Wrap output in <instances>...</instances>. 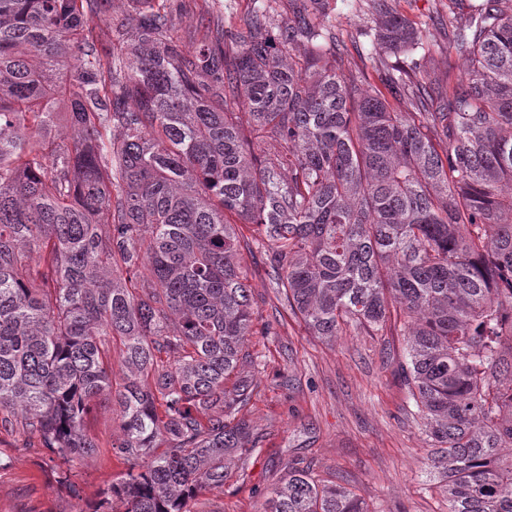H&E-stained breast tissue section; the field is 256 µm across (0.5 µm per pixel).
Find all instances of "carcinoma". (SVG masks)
I'll return each instance as SVG.
<instances>
[{
    "label": "carcinoma",
    "instance_id": "1",
    "mask_svg": "<svg viewBox=\"0 0 512 512\" xmlns=\"http://www.w3.org/2000/svg\"><path fill=\"white\" fill-rule=\"evenodd\" d=\"M127 2L0 0V428L74 463L112 395L126 471L103 510L190 512L261 449L237 417L249 337L270 334L242 264L256 247L312 335L403 337L448 512H512V0L457 28L465 79L436 109L413 68L386 66L410 112L362 88L305 7L260 5L185 50L175 0ZM368 7L375 55L417 44L389 0ZM286 469L263 512H369Z\"/></svg>",
    "mask_w": 512,
    "mask_h": 512
}]
</instances>
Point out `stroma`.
Wrapping results in <instances>:
<instances>
[{"label": "stroma", "mask_w": 512, "mask_h": 512, "mask_svg": "<svg viewBox=\"0 0 512 512\" xmlns=\"http://www.w3.org/2000/svg\"><path fill=\"white\" fill-rule=\"evenodd\" d=\"M474 0H394L419 41L401 62L435 78L434 96L462 79L465 65L448 52L453 22H466ZM256 0H179L176 36L192 49L207 29L243 27ZM319 20L343 41L344 57L356 65L366 88L382 93L394 111L408 106L383 80L371 47L375 18L365 0H322ZM250 283L267 336H254L257 385L240 412L262 435L259 454L232 462L224 486L197 497L192 512H261L267 491L281 482L290 462L318 478L356 493L369 512H447L437 481L427 472L431 450L422 424L411 413L401 371L403 341L391 334H346L329 341L311 336L276 298L260 252L244 253ZM120 411L102 397L88 418L96 455L76 465L50 458L37 437L0 429V512H95L101 491L126 469L112 450Z\"/></svg>", "instance_id": "1"}]
</instances>
